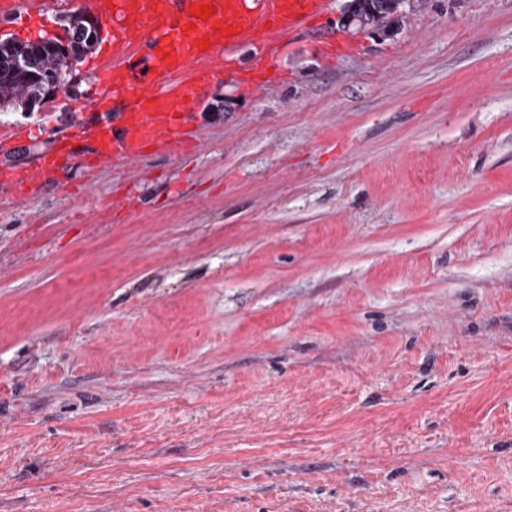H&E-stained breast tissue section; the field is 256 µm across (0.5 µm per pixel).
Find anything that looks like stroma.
I'll return each mask as SVG.
<instances>
[{"mask_svg": "<svg viewBox=\"0 0 512 512\" xmlns=\"http://www.w3.org/2000/svg\"><path fill=\"white\" fill-rule=\"evenodd\" d=\"M346 2L188 153L0 187V512H512V0ZM350 6H346L341 16V25L345 30L355 28L357 31H368L375 37L384 36L376 29L375 20L372 17L366 18L364 15L355 16Z\"/></svg>", "mask_w": 512, "mask_h": 512, "instance_id": "stroma-1", "label": "stroma"}]
</instances>
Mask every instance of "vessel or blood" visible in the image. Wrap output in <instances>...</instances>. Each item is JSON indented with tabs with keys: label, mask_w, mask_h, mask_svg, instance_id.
Segmentation results:
<instances>
[{
	"label": "vessel or blood",
	"mask_w": 512,
	"mask_h": 512,
	"mask_svg": "<svg viewBox=\"0 0 512 512\" xmlns=\"http://www.w3.org/2000/svg\"><path fill=\"white\" fill-rule=\"evenodd\" d=\"M213 4L207 18L194 8ZM331 0H80L81 9L109 27V52L97 58L89 76L98 88L95 110L120 104L118 123L79 125L28 168L0 167V185L23 200L57 180L74 163L94 168L129 165L145 153L180 155L192 146L191 120L217 78L231 75L248 91L271 81L270 58L301 32L313 33ZM68 0H0V14L23 11L40 23L66 9ZM250 47L257 63L236 66L240 47Z\"/></svg>",
	"instance_id": "1"
}]
</instances>
